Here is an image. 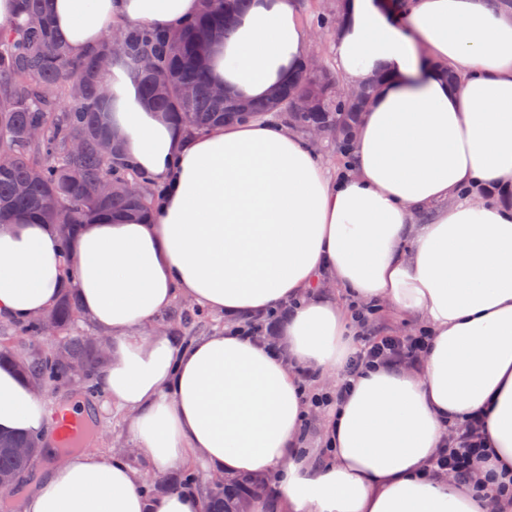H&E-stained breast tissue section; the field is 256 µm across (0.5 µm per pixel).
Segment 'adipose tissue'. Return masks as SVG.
I'll list each match as a JSON object with an SVG mask.
<instances>
[{
  "label": "adipose tissue",
  "instance_id": "obj_1",
  "mask_svg": "<svg viewBox=\"0 0 512 512\" xmlns=\"http://www.w3.org/2000/svg\"><path fill=\"white\" fill-rule=\"evenodd\" d=\"M200 0H53L77 52L113 25L171 30ZM404 26L378 0H347L336 36L343 80L377 69L347 172L329 177L285 124L216 125L193 137L150 109L111 65V129L141 171L168 190L152 218L98 217L69 248L53 226L0 227V315L23 323L75 292L105 333L99 389L159 470L272 478L277 512H490V499L435 474L449 422L486 416L485 485L512 475V210L468 188L512 187V12L486 0H409ZM294 0H252L208 52L217 84L264 99L308 54ZM447 65L459 76L448 83ZM330 281L358 302L419 320L420 370L354 375L324 429L322 460L300 449L309 413L299 373L342 369L354 348ZM186 298L233 321L290 304L286 356L222 327L192 340L143 327ZM48 410L31 382L0 366V432L42 437ZM202 489L146 494L121 455L91 449L52 467L25 512H202Z\"/></svg>",
  "mask_w": 512,
  "mask_h": 512
}]
</instances>
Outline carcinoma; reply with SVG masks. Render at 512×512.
<instances>
[{"label": "carcinoma", "instance_id": "cac0c4a2", "mask_svg": "<svg viewBox=\"0 0 512 512\" xmlns=\"http://www.w3.org/2000/svg\"><path fill=\"white\" fill-rule=\"evenodd\" d=\"M21 2L22 18L9 29L0 28V225L18 216L52 224L65 251L77 226L101 216L148 218L164 191L135 168L106 125L102 63L113 56L120 55L134 73L146 104L190 134L276 114L304 137L310 128L321 127L341 153L353 145L374 85L386 79L376 75L360 97L347 100L325 65L316 73L295 75L274 96L238 101L216 94L205 52L232 29L251 0H201L199 14L173 34L145 25L117 26L77 55L53 26L52 0ZM317 28L333 36L336 9L319 13ZM50 313L59 347L31 356L1 347L0 362H11L22 375L51 386L63 376L62 351L83 367L84 391L95 392L94 376L107 354L72 333L83 316L78 296L64 294ZM205 318L180 302L157 320L188 336ZM17 448L30 452L21 456ZM39 448L40 441L25 434L0 436V480L15 485ZM265 487L260 474L231 478L208 493V512H251Z\"/></svg>", "mask_w": 512, "mask_h": 512}]
</instances>
